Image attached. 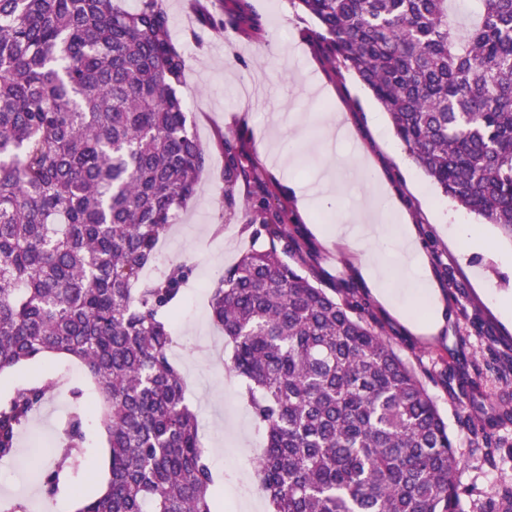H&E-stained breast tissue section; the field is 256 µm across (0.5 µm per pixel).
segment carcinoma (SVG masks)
Here are the masks:
<instances>
[{
    "label": "carcinoma",
    "mask_w": 512,
    "mask_h": 512,
    "mask_svg": "<svg viewBox=\"0 0 512 512\" xmlns=\"http://www.w3.org/2000/svg\"><path fill=\"white\" fill-rule=\"evenodd\" d=\"M203 14L222 34L261 35L248 0ZM334 74L354 75L413 164L445 197L512 241V0H473L463 36L448 0H291ZM185 54L161 0H0V374L67 356L94 388L72 390L47 492L75 512H216L215 476L170 320L190 268L156 277L159 241L195 195L207 152L180 88ZM256 178L224 139V214ZM241 208L251 245L208 286L229 370L264 431L255 462L268 512H463L467 464L416 372L369 307L315 285L286 208ZM486 365L512 373V353ZM59 387L55 366L0 395V459ZM512 422V398L489 403ZM106 434L107 479L90 494L88 427ZM496 464L502 439L475 430Z\"/></svg>",
    "instance_id": "obj_1"
}]
</instances>
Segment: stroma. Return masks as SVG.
<instances>
[{
    "label": "stroma",
    "instance_id": "1",
    "mask_svg": "<svg viewBox=\"0 0 512 512\" xmlns=\"http://www.w3.org/2000/svg\"><path fill=\"white\" fill-rule=\"evenodd\" d=\"M212 3L162 0L171 35L186 57L181 94L209 160L194 198L160 241L157 267L183 263L190 269L172 322V358L186 379V397L198 413L201 441L218 474L237 475L221 484L220 512H267L251 464L260 436L239 400L238 380L224 369L232 349L211 320L205 290L250 243L241 219L224 216L222 144L234 136L287 207L288 229L315 283L335 290L337 299L352 293L367 302L377 330L419 374L468 457L460 476L464 512H487L493 491L512 485V423L496 428L507 442L496 466L473 455L474 437L459 421L468 417L482 426L486 415L458 385L446 383L444 372L461 363L481 394H512V381L502 382L484 368L490 349L512 347V322L500 314L501 305L512 307V242L495 225L443 197L413 166L368 90L352 74L334 75L307 39L314 18L289 0H251L261 36L219 35L202 23ZM325 112L345 115V127L330 137L317 122ZM358 153L370 158L405 221L414 226L445 307L442 325L431 334L414 333L374 298L361 274L363 254L376 251L389 271L391 292L405 295L415 277L399 262L395 245L340 242L332 232L367 201L366 183L342 165ZM302 192L311 194L312 208H300ZM72 406L63 388L45 402L41 416L21 434L15 458L0 463V501L27 499L31 512H59L61 505L72 504L68 493L46 494L41 472L51 460L34 444L36 436L55 437Z\"/></svg>",
    "mask_w": 512,
    "mask_h": 512
}]
</instances>
